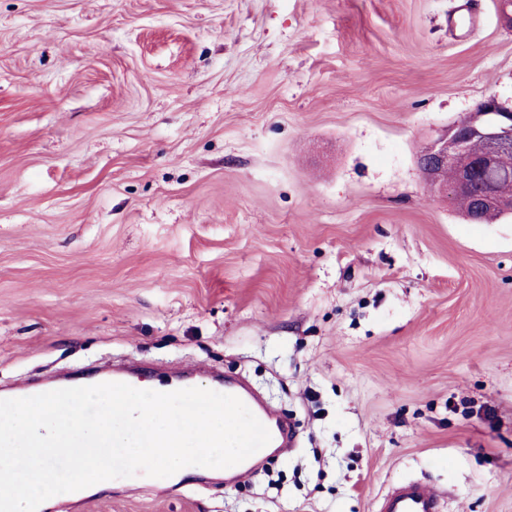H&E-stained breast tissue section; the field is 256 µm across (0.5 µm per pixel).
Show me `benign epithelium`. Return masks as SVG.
Returning <instances> with one entry per match:
<instances>
[{
    "instance_id": "obj_1",
    "label": "benign epithelium",
    "mask_w": 512,
    "mask_h": 512,
    "mask_svg": "<svg viewBox=\"0 0 512 512\" xmlns=\"http://www.w3.org/2000/svg\"><path fill=\"white\" fill-rule=\"evenodd\" d=\"M476 109L457 122L448 134L426 147L419 155L418 165L425 180L441 192L469 194L474 189L475 173L495 167L500 158L512 151V106L495 94L481 100ZM481 138L486 144L483 155L471 160L470 165L458 170L455 182L448 186L442 182V172L458 164L468 155L472 140ZM479 210L504 209L512 211V198H504L485 191L475 196Z\"/></svg>"
}]
</instances>
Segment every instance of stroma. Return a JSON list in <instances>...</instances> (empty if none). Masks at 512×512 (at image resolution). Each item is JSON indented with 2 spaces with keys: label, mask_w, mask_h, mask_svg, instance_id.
<instances>
[{
  "label": "stroma",
  "mask_w": 512,
  "mask_h": 512,
  "mask_svg": "<svg viewBox=\"0 0 512 512\" xmlns=\"http://www.w3.org/2000/svg\"><path fill=\"white\" fill-rule=\"evenodd\" d=\"M492 93L499 0H0V387L205 365L296 434L50 512H377L415 479L512 512V218L417 165Z\"/></svg>",
  "instance_id": "stroma-1"
}]
</instances>
